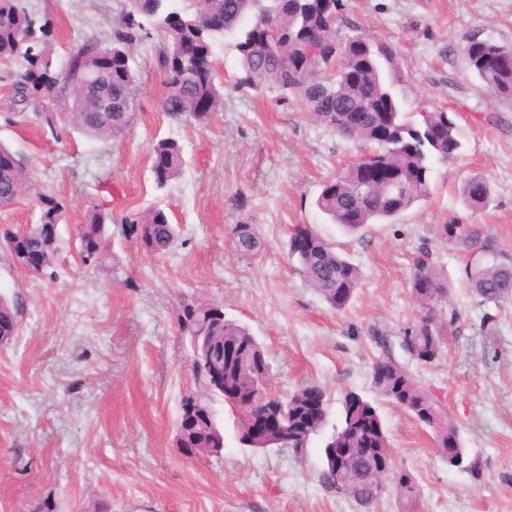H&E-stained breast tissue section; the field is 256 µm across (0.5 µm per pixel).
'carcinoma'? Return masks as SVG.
I'll return each instance as SVG.
<instances>
[{
  "label": "carcinoma",
  "instance_id": "obj_1",
  "mask_svg": "<svg viewBox=\"0 0 512 512\" xmlns=\"http://www.w3.org/2000/svg\"><path fill=\"white\" fill-rule=\"evenodd\" d=\"M342 0H128L105 41L86 37L70 47L60 68L53 66L44 46L50 26L46 18L30 12L23 0H0V61H20L23 69L9 73L13 105L23 113L32 107L51 134L70 126L92 140L118 139L131 126L135 111L112 113L104 122L94 96L77 98L81 84L90 80L86 61L100 59L108 72L112 102L137 103L138 71L131 54L133 44L158 38L155 66L163 77L166 93L161 109L176 121L207 124L224 109V82L215 63L216 48L231 39L240 62L233 89L247 93L273 89L283 100H295L308 117L330 134L359 144L361 155L327 178L315 201L325 219L355 234L369 224H391L402 213L430 198L434 164L459 156L463 149L459 125L444 110L411 112L396 90L401 73L394 49L349 27L341 15ZM469 68L481 88L504 100H512V70L495 67L491 57L512 56V46L470 36L462 46ZM0 155L16 157V164H0V209L11 206L32 183L23 159L0 142ZM151 172L157 187L177 177L183 164V149L171 139H161L152 148ZM466 204L482 210L491 197L489 181L479 174L467 177L461 187ZM40 223L55 224L63 203L51 193L38 196ZM112 213L94 209L87 215L79 239L104 241ZM121 223L140 233L148 251L164 252L178 235L167 212L155 205L132 213ZM439 239L461 247L469 255L464 274L471 292L481 303L512 298V253L499 247L481 224H442ZM236 251L251 255L260 246L255 224L241 218L231 229ZM11 256L44 246L38 225L9 241ZM294 258L308 283L333 309L342 310L351 301L361 279L360 269L338 253L310 224H298L288 240ZM58 244L46 248L41 276L58 275ZM411 293L421 308L420 316L402 329L399 345L418 363L439 358L443 324L438 307L448 301V281L442 277L433 251L421 247L413 261ZM180 332L187 336L191 354L210 355L228 344L239 347L240 360L251 362L256 377L269 369L262 344L249 328L224 318V309L195 302L178 315ZM20 321L13 302L0 297V333L18 334ZM413 336L409 342L407 336ZM383 347L377 362L390 365L384 380L375 387L394 404L406 400L418 421L431 428L437 447L460 443L459 433L448 435L447 420L429 422L419 405L434 406L407 370L392 356L387 335L373 331ZM224 384L249 398L250 380L240 374L239 364L220 363ZM212 369L202 363L192 373L194 390L183 399L207 405L223 395L212 387ZM336 441L355 449L341 464L325 466L322 477L330 488L362 507L370 506L382 488L369 483V472L378 464L366 448H384L388 438L377 409L359 395L349 393L343 402V419L334 429Z\"/></svg>",
  "mask_w": 512,
  "mask_h": 512
}]
</instances>
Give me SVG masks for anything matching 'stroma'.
<instances>
[{
    "mask_svg": "<svg viewBox=\"0 0 512 512\" xmlns=\"http://www.w3.org/2000/svg\"><path fill=\"white\" fill-rule=\"evenodd\" d=\"M51 23L54 58L85 36H105L124 0H27ZM343 15L394 46L409 108L446 110L464 137L462 154L436 165L429 201L392 224L349 236L315 205L322 182L353 160V143L316 126L296 102L266 89L224 91V109L206 125L166 117L165 87L153 67L154 41L137 44L139 108L116 141L69 129L56 138L33 111L14 117L0 62V141L26 162L36 186L0 210V225L38 223L37 195L66 205L58 226V276L17 265L0 246V295L19 304L20 332L0 345V512H512V299L481 305L462 281L465 257L440 242L442 224H483L512 251V105L481 91L461 47L473 34L512 44V0H343ZM456 87H449L448 78ZM163 138L183 148L178 178L157 189L151 149ZM473 174L490 183L485 210L460 194ZM165 207L179 233L150 253L126 232L123 216ZM111 210L98 264L83 265L78 234L92 206ZM252 218L261 245L243 256L230 228ZM312 224L361 271L348 306L331 308L288 255V238ZM434 250L458 321L443 328L440 357L428 365L399 346L420 313L412 263ZM208 301L247 325L264 345L271 393L323 388L329 427L339 426L353 392L378 409L395 469L416 484L413 501L386 489L369 510L322 481L324 435L299 449L246 448L223 398L212 410L221 453L189 457L176 446L181 400L193 387L190 345L177 316ZM386 331L392 353L459 431L468 467L448 468L433 431L376 389L371 368Z\"/></svg>",
    "mask_w": 512,
    "mask_h": 512,
    "instance_id": "1",
    "label": "stroma"
}]
</instances>
